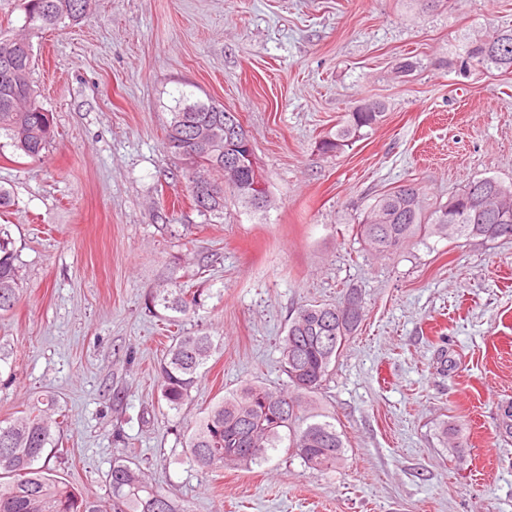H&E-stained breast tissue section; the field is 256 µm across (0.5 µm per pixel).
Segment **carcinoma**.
Returning <instances> with one entry per match:
<instances>
[{
    "label": "carcinoma",
    "instance_id": "1",
    "mask_svg": "<svg viewBox=\"0 0 512 512\" xmlns=\"http://www.w3.org/2000/svg\"><path fill=\"white\" fill-rule=\"evenodd\" d=\"M92 0H21L22 32L0 31V138L14 151L38 157L50 144L54 130L50 114L38 100L31 80L33 46L30 37L45 30L62 31L78 25L90 12ZM456 64L465 74L475 67L512 72V29L499 30L485 40H470ZM385 107L376 103L364 112L347 115L336 137L320 142L319 149L335 155L368 136L382 122ZM224 106L214 102L180 100L171 110L168 146L185 161L187 188L196 209L210 218H224V190L247 202L244 184L224 173V156L233 140L226 134L207 136L224 128ZM412 200L397 186L375 198L357 224L356 235L376 255L398 252L414 238L439 236L453 241L500 238L489 232L500 224L512 237V185L492 177L469 182L448 203L425 213L420 188ZM459 216L448 223V207ZM23 288L22 267L10 225L0 224V313L11 310ZM350 305L349 316L336 320V309ZM149 307L188 316L200 305L197 295L181 288H154ZM362 322L359 294L352 290L334 305L306 304L290 316L281 342V365L287 388L272 391L246 384L204 409L184 438L190 461L202 469L262 465L270 451L288 440V448L303 465L317 472L334 471L345 461L344 444L330 421L306 422L299 416L301 403L322 389L350 338ZM221 347L202 332L175 338L160 366L161 397L167 408L180 412L198 376ZM62 421L34 407L0 423V512H188L178 500L150 485L131 460L112 461L107 473L109 499L102 502L48 473L46 462L54 454Z\"/></svg>",
    "mask_w": 512,
    "mask_h": 512
}]
</instances>
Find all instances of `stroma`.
Wrapping results in <instances>:
<instances>
[{"label": "stroma", "mask_w": 512, "mask_h": 512, "mask_svg": "<svg viewBox=\"0 0 512 512\" xmlns=\"http://www.w3.org/2000/svg\"><path fill=\"white\" fill-rule=\"evenodd\" d=\"M505 27L512 0H95L80 25L33 36L56 137L37 158L0 149V224L24 275L0 315V421L53 405L52 476L102 500L129 456L189 512H512V239L377 257L355 234L409 180L429 211L476 178L512 184V73L455 66L470 36ZM408 59L421 68L397 73ZM183 95L239 116L271 208L228 195L218 224L191 206L166 145ZM368 102L385 107L377 130L320 152ZM162 282L199 290L195 314L150 313ZM353 289L362 322L316 396L344 465L316 472L280 448L260 466H194L180 434L243 384L285 387L289 316ZM196 331L224 350L175 413L158 364ZM446 423L462 456L440 441Z\"/></svg>", "instance_id": "stroma-1"}]
</instances>
